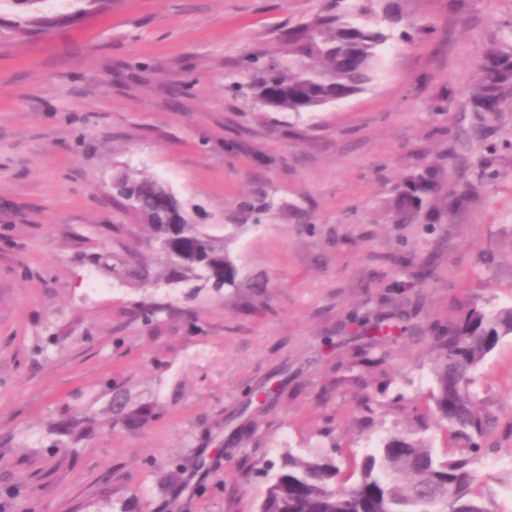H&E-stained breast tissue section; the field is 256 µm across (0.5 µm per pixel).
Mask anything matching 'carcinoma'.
I'll list each match as a JSON object with an SVG mask.
<instances>
[{
  "label": "carcinoma",
  "instance_id": "carcinoma-1",
  "mask_svg": "<svg viewBox=\"0 0 512 512\" xmlns=\"http://www.w3.org/2000/svg\"><path fill=\"white\" fill-rule=\"evenodd\" d=\"M380 0H329L306 23L282 35L284 54L275 65L256 66L248 85L254 98L277 112H309L364 91L376 78L383 44L389 38L379 21ZM512 99V47H494L482 56L476 79L467 90L463 111L473 115L476 131L497 119ZM441 173L426 166L407 179L404 193L435 195L450 212L469 207L480 197V181L450 185L439 193ZM112 196L161 238L168 256L150 251L142 259L138 246L112 272L140 288L161 283L201 287L205 272L217 288H240L238 267L224 250V240L189 223L174 194L153 178L121 173L112 180ZM512 335V308L487 314L473 307L448 323L434 362V416L451 429L453 454L440 455L422 438L393 434L370 453L351 485L338 482L331 455L285 454L267 488L259 512H499L494 493L479 489V455L471 448L498 427V418L479 409L471 393L473 372L504 336ZM113 419L145 425L152 406L128 408L115 390Z\"/></svg>",
  "mask_w": 512,
  "mask_h": 512
}]
</instances>
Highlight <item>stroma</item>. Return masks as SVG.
<instances>
[{
  "instance_id": "35a3bbf8",
  "label": "stroma",
  "mask_w": 512,
  "mask_h": 512,
  "mask_svg": "<svg viewBox=\"0 0 512 512\" xmlns=\"http://www.w3.org/2000/svg\"><path fill=\"white\" fill-rule=\"evenodd\" d=\"M398 2L374 82L295 114L228 87L326 0H0V512H257L260 463L288 452L348 474L393 430L452 448L422 420L437 336L512 307V111L473 136L460 109L512 0ZM426 165L482 178L480 200L395 222ZM124 172L169 187L249 286L106 270L147 234L112 196ZM475 377L499 418L482 479L512 512V335ZM116 387L161 414L73 440Z\"/></svg>"
}]
</instances>
